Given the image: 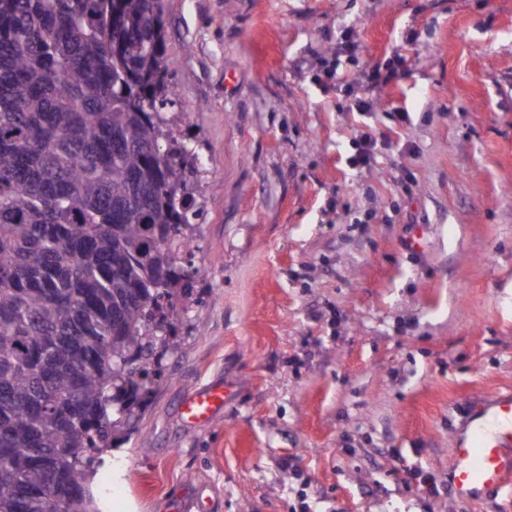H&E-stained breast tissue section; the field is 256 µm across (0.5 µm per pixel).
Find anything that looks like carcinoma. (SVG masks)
Masks as SVG:
<instances>
[{
    "mask_svg": "<svg viewBox=\"0 0 512 512\" xmlns=\"http://www.w3.org/2000/svg\"><path fill=\"white\" fill-rule=\"evenodd\" d=\"M161 0H0V512H97L87 478L164 381L191 295L197 158Z\"/></svg>",
    "mask_w": 512,
    "mask_h": 512,
    "instance_id": "cac0c4a2",
    "label": "carcinoma"
}]
</instances>
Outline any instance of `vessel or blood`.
Returning a JSON list of instances; mask_svg holds the SVG:
<instances>
[{"label":"vessel or blood","instance_id":"obj_1","mask_svg":"<svg viewBox=\"0 0 512 512\" xmlns=\"http://www.w3.org/2000/svg\"><path fill=\"white\" fill-rule=\"evenodd\" d=\"M224 387L213 384L188 393L179 405L182 420L204 427L222 412ZM448 483L457 497L478 499L488 491L512 493V392L473 399L467 421L450 450Z\"/></svg>","mask_w":512,"mask_h":512}]
</instances>
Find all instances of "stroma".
Returning <instances> with one entry per match:
<instances>
[{
	"instance_id": "obj_1",
	"label": "stroma",
	"mask_w": 512,
	"mask_h": 512,
	"mask_svg": "<svg viewBox=\"0 0 512 512\" xmlns=\"http://www.w3.org/2000/svg\"><path fill=\"white\" fill-rule=\"evenodd\" d=\"M163 10L174 131L202 161L200 273L164 383L88 481L99 512L198 491L182 512H291L302 492L316 512H512L403 471L447 482L462 405L512 390V0ZM398 53L364 121L343 85ZM219 382L222 413L185 425L183 397Z\"/></svg>"
}]
</instances>
